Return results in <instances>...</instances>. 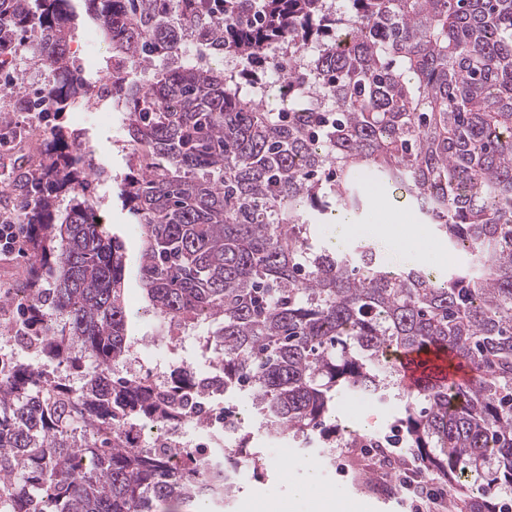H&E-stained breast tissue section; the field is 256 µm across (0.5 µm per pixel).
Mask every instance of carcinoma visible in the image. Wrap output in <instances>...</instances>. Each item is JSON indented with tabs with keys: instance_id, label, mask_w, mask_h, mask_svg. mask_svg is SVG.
I'll return each instance as SVG.
<instances>
[{
	"instance_id": "carcinoma-1",
	"label": "carcinoma",
	"mask_w": 512,
	"mask_h": 512,
	"mask_svg": "<svg viewBox=\"0 0 512 512\" xmlns=\"http://www.w3.org/2000/svg\"><path fill=\"white\" fill-rule=\"evenodd\" d=\"M85 17L112 46L102 72L136 161L121 196L141 225L144 290L169 342L216 324L221 378L187 366L159 393L119 377L124 255L97 222L90 152L53 126L40 190H22L39 261L25 306L43 355L78 365L83 385L0 362V512H196L206 459L170 468L125 434L195 418L221 387L250 388L262 420L295 437L342 393L394 391L426 470L469 512H497L512 493V0H0V75L27 35L53 75L23 111L44 115L49 97L59 114L95 86L67 57ZM284 45L318 50L315 73L268 81ZM365 184L404 190L478 271L437 278L369 244L318 247L312 214L358 210ZM428 346L471 377L424 371L400 389L384 354Z\"/></svg>"
}]
</instances>
